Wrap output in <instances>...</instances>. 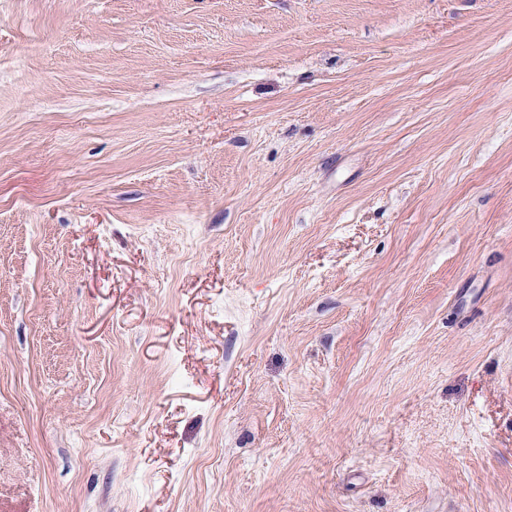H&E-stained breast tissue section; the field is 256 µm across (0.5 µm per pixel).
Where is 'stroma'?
I'll list each match as a JSON object with an SVG mask.
<instances>
[{"label": "stroma", "mask_w": 512, "mask_h": 512, "mask_svg": "<svg viewBox=\"0 0 512 512\" xmlns=\"http://www.w3.org/2000/svg\"><path fill=\"white\" fill-rule=\"evenodd\" d=\"M0 512H512V0H0Z\"/></svg>", "instance_id": "stroma-1"}]
</instances>
